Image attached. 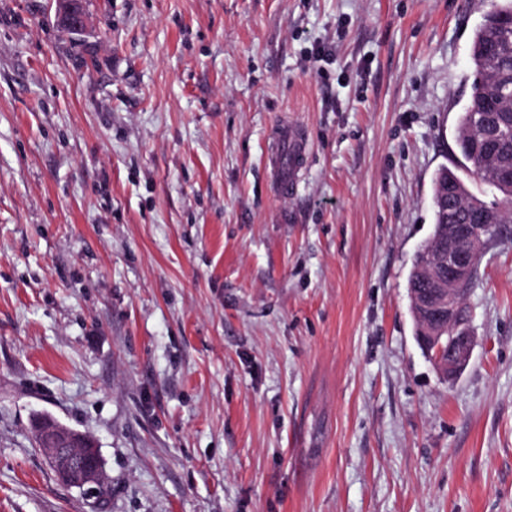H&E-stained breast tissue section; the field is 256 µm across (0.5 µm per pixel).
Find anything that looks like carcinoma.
Here are the masks:
<instances>
[{"label":"carcinoma","instance_id":"carcinoma-1","mask_svg":"<svg viewBox=\"0 0 512 512\" xmlns=\"http://www.w3.org/2000/svg\"><path fill=\"white\" fill-rule=\"evenodd\" d=\"M470 60L474 73L469 104L459 117L456 145L464 159L470 157L472 138L481 131L491 116L512 126V3L488 13L476 28ZM471 173L484 184L496 189L501 200L487 202L473 194L451 169L442 168L434 178L432 204L434 227L431 237L417 253L408 282V294L445 288L447 284L421 265L422 252L447 234V226L458 223L462 203H473L484 210L483 223L490 225L488 238L500 231V224L512 220V184L501 183L497 166L474 163Z\"/></svg>","mask_w":512,"mask_h":512}]
</instances>
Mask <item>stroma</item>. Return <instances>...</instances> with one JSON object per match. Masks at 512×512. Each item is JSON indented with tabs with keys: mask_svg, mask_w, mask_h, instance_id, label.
<instances>
[{
	"mask_svg": "<svg viewBox=\"0 0 512 512\" xmlns=\"http://www.w3.org/2000/svg\"><path fill=\"white\" fill-rule=\"evenodd\" d=\"M500 2L0 0V512H512V224L457 379L408 296L437 170L499 196L455 138ZM275 147L267 156L270 178L281 195L296 185L309 150L307 131L295 122L285 121L274 129ZM35 435L63 485L82 491L100 487L103 464L93 439L51 419L39 421Z\"/></svg>",
	"mask_w": 512,
	"mask_h": 512,
	"instance_id": "1",
	"label": "stroma"
}]
</instances>
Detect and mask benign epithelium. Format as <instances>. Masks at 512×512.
Listing matches in <instances>:
<instances>
[{
  "instance_id": "obj_1",
  "label": "benign epithelium",
  "mask_w": 512,
  "mask_h": 512,
  "mask_svg": "<svg viewBox=\"0 0 512 512\" xmlns=\"http://www.w3.org/2000/svg\"><path fill=\"white\" fill-rule=\"evenodd\" d=\"M481 228V224H463L448 229V243L434 253L432 263L433 270L448 279V291L427 296L419 303L421 312L434 325L433 361L450 377L468 363L474 348L468 320L461 313L464 289L456 284L470 268V257L485 249L484 238L476 235ZM35 435L63 485L82 491L100 487L103 464L93 439L51 419L39 421Z\"/></svg>"
}]
</instances>
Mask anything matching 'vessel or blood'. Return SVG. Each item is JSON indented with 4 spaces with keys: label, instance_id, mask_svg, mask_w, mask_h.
<instances>
[{
    "label": "vessel or blood",
    "instance_id": "b4317fda",
    "mask_svg": "<svg viewBox=\"0 0 512 512\" xmlns=\"http://www.w3.org/2000/svg\"><path fill=\"white\" fill-rule=\"evenodd\" d=\"M275 146L267 156L270 178L279 194L296 185L309 150V137L301 125L283 122L274 130Z\"/></svg>",
    "mask_w": 512,
    "mask_h": 512
}]
</instances>
